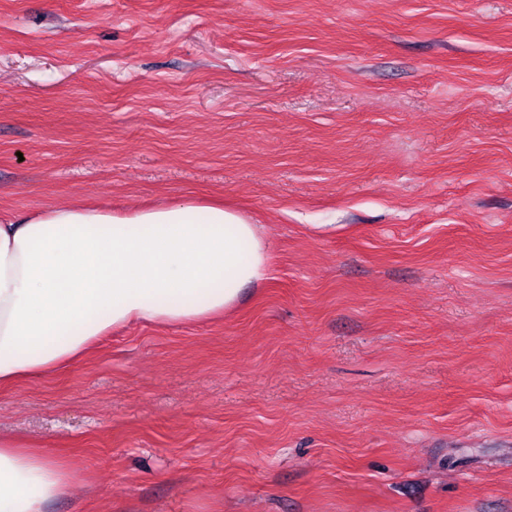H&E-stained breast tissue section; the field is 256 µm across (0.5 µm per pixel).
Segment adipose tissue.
<instances>
[{
  "instance_id": "adipose-tissue-1",
  "label": "adipose tissue",
  "mask_w": 512,
  "mask_h": 512,
  "mask_svg": "<svg viewBox=\"0 0 512 512\" xmlns=\"http://www.w3.org/2000/svg\"><path fill=\"white\" fill-rule=\"evenodd\" d=\"M260 225L219 201L0 212V388L53 374L136 322L203 323L263 282ZM69 466L0 435V512H44Z\"/></svg>"
}]
</instances>
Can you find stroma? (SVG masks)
Wrapping results in <instances>:
<instances>
[{
	"instance_id": "obj_1",
	"label": "stroma",
	"mask_w": 512,
	"mask_h": 512,
	"mask_svg": "<svg viewBox=\"0 0 512 512\" xmlns=\"http://www.w3.org/2000/svg\"><path fill=\"white\" fill-rule=\"evenodd\" d=\"M187 195L268 276L0 390L46 512H512V0H0V210Z\"/></svg>"
}]
</instances>
